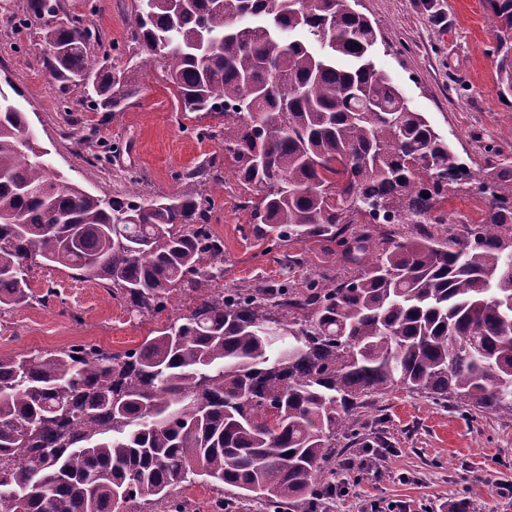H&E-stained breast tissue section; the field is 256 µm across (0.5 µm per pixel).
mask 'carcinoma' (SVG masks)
<instances>
[{
  "mask_svg": "<svg viewBox=\"0 0 512 512\" xmlns=\"http://www.w3.org/2000/svg\"><path fill=\"white\" fill-rule=\"evenodd\" d=\"M44 62L62 93L90 85L119 112L151 64L186 112L224 114V155L257 238L320 237L355 265L343 280L218 288L209 170L168 196L100 197L52 178L25 114L0 98V313L32 299L40 259L101 280L142 317L174 294L188 312L122 353L94 343L0 353V512H320L342 448H369L363 402L397 387L512 419V157L472 174L489 196L468 236L431 234L451 173L448 140L372 59L358 0H134L121 70L56 0ZM499 95L512 105V0H486ZM419 220L377 234V213ZM180 495L190 503V512H210L209 501L211 493L206 487L191 486L182 488Z\"/></svg>",
  "mask_w": 512,
  "mask_h": 512,
  "instance_id": "1",
  "label": "carcinoma"
}]
</instances>
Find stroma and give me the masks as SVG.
I'll list each match as a JSON object with an SVG mask.
<instances>
[{
	"mask_svg": "<svg viewBox=\"0 0 512 512\" xmlns=\"http://www.w3.org/2000/svg\"><path fill=\"white\" fill-rule=\"evenodd\" d=\"M61 14L81 18L93 35V55L124 64L133 22V0H57ZM377 34L373 59L408 99L447 138L456 162L483 165L489 148L512 155V108L499 97L485 0H362ZM41 25L25 17L14 0H0V93L28 117L35 147L52 174L98 196L145 198L175 192L191 169L220 157L223 191L214 196L213 233L224 240L225 287L346 278L340 262L318 239L283 247L257 238L238 207L242 194L230 159L215 134L218 113L184 111L176 90L159 70L140 78L143 89L119 112L89 109L82 89L59 93L43 64ZM208 137H200L199 129ZM303 256L294 270L278 258ZM34 302L0 316V352H37L75 342H95L115 352L139 345L166 324L167 314L130 318L123 301L93 279L69 270L35 265ZM55 296H47V289ZM367 420L382 440L378 474L360 473L353 496L332 512H359L370 500L404 502L406 512H448L451 502L481 501L485 512H512V421L476 418L465 408H443L402 391L372 398Z\"/></svg>",
	"mask_w": 512,
	"mask_h": 512,
	"instance_id": "1",
	"label": "stroma"
}]
</instances>
